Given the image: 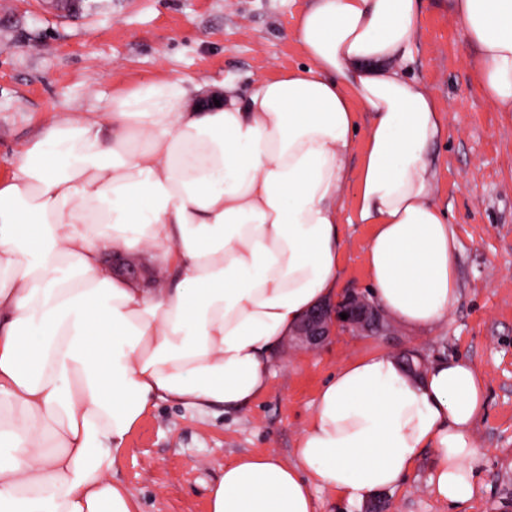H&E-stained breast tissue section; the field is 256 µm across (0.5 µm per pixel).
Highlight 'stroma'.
Wrapping results in <instances>:
<instances>
[{
  "mask_svg": "<svg viewBox=\"0 0 512 512\" xmlns=\"http://www.w3.org/2000/svg\"><path fill=\"white\" fill-rule=\"evenodd\" d=\"M49 0H0V178L57 116L104 112L113 91L148 79L234 81L249 90L303 61L295 35L308 0H78L62 19ZM476 49L443 0H422L405 73L444 106L446 134L434 147L436 200L460 247V298L427 331L394 326L381 336L336 333L317 350L288 339L269 389L249 407L200 414L172 402L151 406L126 440L113 479L141 512H209V490L243 455L276 453L287 464L325 381L342 364L377 350L423 363L469 359L486 381L487 411L473 430L478 491L468 512H512V112L495 111L472 82ZM342 290L367 288L364 244L374 227L354 223L341 200ZM423 452L401 485L384 493L386 512H448L429 480Z\"/></svg>",
  "mask_w": 512,
  "mask_h": 512,
  "instance_id": "1",
  "label": "stroma"
}]
</instances>
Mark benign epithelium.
Here are the masks:
<instances>
[{"mask_svg":"<svg viewBox=\"0 0 512 512\" xmlns=\"http://www.w3.org/2000/svg\"><path fill=\"white\" fill-rule=\"evenodd\" d=\"M347 314L343 319L340 314ZM386 320L379 308L365 296L356 292L342 295L334 302L323 303L313 308L300 322L296 335L311 347L322 345L337 331L352 335L382 333Z\"/></svg>","mask_w":512,"mask_h":512,"instance_id":"obj_1","label":"benign epithelium"}]
</instances>
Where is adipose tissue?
Instances as JSON below:
<instances>
[{
    "instance_id": "1",
    "label": "adipose tissue",
    "mask_w": 512,
    "mask_h": 512,
    "mask_svg": "<svg viewBox=\"0 0 512 512\" xmlns=\"http://www.w3.org/2000/svg\"><path fill=\"white\" fill-rule=\"evenodd\" d=\"M419 8L310 0L296 28L305 68L245 93L225 84L217 106L195 105L193 78L146 80L18 154L0 180V512H140L112 479L132 427L160 400L204 413L268 389L285 340L340 293L345 189L374 227L364 250L383 313L415 329L446 320L458 241L430 160L446 126L402 72ZM448 13L480 52L475 85L512 112V0H448ZM129 253L154 286L106 262ZM486 409L466 358L414 375L393 354L361 356L321 388L296 464H226L210 512H321L316 485L361 502L426 449L432 494L465 512Z\"/></svg>"
}]
</instances>
